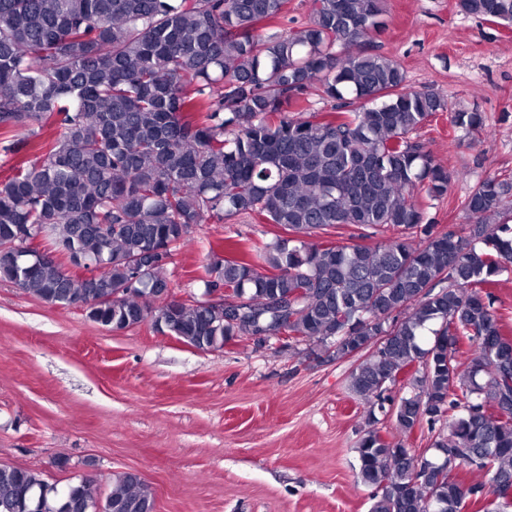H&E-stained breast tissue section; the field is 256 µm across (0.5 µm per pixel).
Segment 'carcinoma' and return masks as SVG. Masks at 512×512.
<instances>
[{"label": "carcinoma", "instance_id": "1", "mask_svg": "<svg viewBox=\"0 0 512 512\" xmlns=\"http://www.w3.org/2000/svg\"><path fill=\"white\" fill-rule=\"evenodd\" d=\"M308 7L287 34L290 0H0V129H57L45 154L0 180V280L108 330L149 321L202 351L285 325L291 342L340 360L386 336L357 355L351 391L373 406L405 380L397 427L448 434L427 457L367 430L355 476L370 512H507L492 495L512 481V364L486 356L477 373L458 355L484 351L487 330L505 336L487 288L512 267V182L479 181L461 202L470 232L432 235L420 195L447 194L458 174L418 131L439 112L468 133L484 116L410 89L400 64L362 48L385 26L383 0ZM457 7L512 27V0ZM314 90L331 118L311 108ZM240 216L286 232L261 249L264 272L238 258L206 267L205 294L233 289L242 314L210 299L147 303L195 227ZM339 226L376 242L328 239ZM390 229L398 236L383 237ZM38 237L44 257L27 246ZM461 469L488 483L465 484ZM154 509L136 473L100 499L88 479L60 491L0 465V512Z\"/></svg>", "mask_w": 512, "mask_h": 512}]
</instances>
